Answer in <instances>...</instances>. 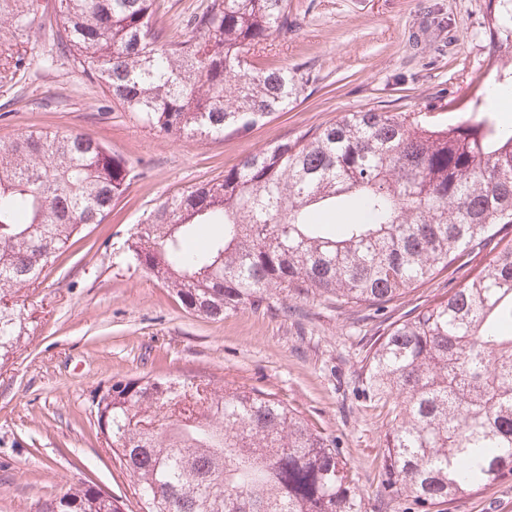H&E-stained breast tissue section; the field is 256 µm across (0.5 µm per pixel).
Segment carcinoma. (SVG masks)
I'll return each mask as SVG.
<instances>
[{
	"label": "carcinoma",
	"instance_id": "carcinoma-1",
	"mask_svg": "<svg viewBox=\"0 0 512 512\" xmlns=\"http://www.w3.org/2000/svg\"><path fill=\"white\" fill-rule=\"evenodd\" d=\"M161 0H59L56 41L127 111L177 138L245 129L297 101L299 69L257 71L252 47L292 25L288 0H208L195 35L158 27ZM38 0H0L23 37ZM26 53L0 57V81ZM135 177L83 134L23 133L0 150V364L29 335L22 292ZM512 224V130L490 115L427 125L347 112L160 202L128 246L182 307L209 319L284 295L381 309ZM390 402L381 497L421 512L512 477V239L368 354ZM97 434L142 512H363L334 442L258 388L117 380L92 398ZM38 512H120L82 483Z\"/></svg>",
	"mask_w": 512,
	"mask_h": 512
}]
</instances>
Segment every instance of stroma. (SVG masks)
Returning a JSON list of instances; mask_svg holds the SVG:
<instances>
[{
  "label": "stroma",
  "instance_id": "obj_1",
  "mask_svg": "<svg viewBox=\"0 0 512 512\" xmlns=\"http://www.w3.org/2000/svg\"><path fill=\"white\" fill-rule=\"evenodd\" d=\"M40 2L43 14L24 37L28 64L0 83V145L31 130L86 134L136 177L25 300L30 336L0 369V512H37L80 483L117 499L122 512H138L134 480L99 438L91 400L112 380L158 376L273 394L335 441L366 512H410L409 500L377 501L390 405L366 388L367 355L392 323L472 277L497 252L496 240L379 311L289 298L211 320L186 312L139 267L127 239L171 194L348 112L415 113L437 125L490 113L511 125L512 100L490 94L512 86L503 0H288V33L250 57L265 69L302 65L307 83L297 103L247 129L193 141L159 132L85 77L57 47L58 0ZM206 4L163 0L167 38L190 36L188 20ZM440 512H512V478Z\"/></svg>",
  "mask_w": 512,
  "mask_h": 512
}]
</instances>
